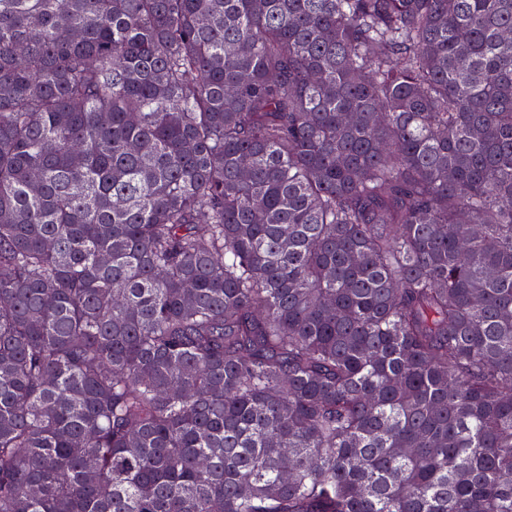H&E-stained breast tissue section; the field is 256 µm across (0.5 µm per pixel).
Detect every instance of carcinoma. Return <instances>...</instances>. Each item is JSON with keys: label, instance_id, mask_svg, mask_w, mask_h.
Returning <instances> with one entry per match:
<instances>
[{"label": "carcinoma", "instance_id": "obj_1", "mask_svg": "<svg viewBox=\"0 0 512 512\" xmlns=\"http://www.w3.org/2000/svg\"><path fill=\"white\" fill-rule=\"evenodd\" d=\"M0 512H512V0H0Z\"/></svg>", "mask_w": 512, "mask_h": 512}]
</instances>
